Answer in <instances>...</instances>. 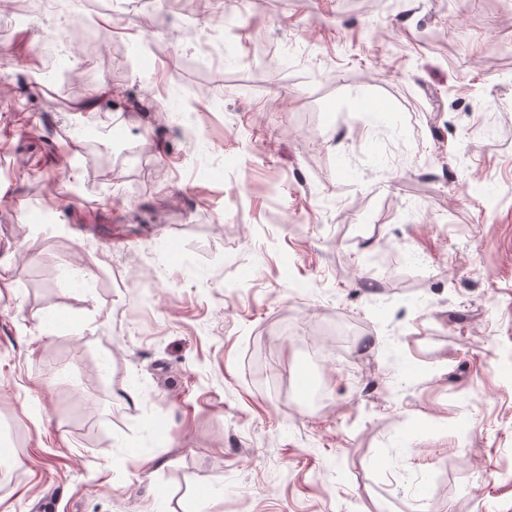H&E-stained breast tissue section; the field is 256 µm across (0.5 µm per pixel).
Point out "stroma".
Here are the masks:
<instances>
[{"label": "stroma", "mask_w": 512, "mask_h": 512, "mask_svg": "<svg viewBox=\"0 0 512 512\" xmlns=\"http://www.w3.org/2000/svg\"><path fill=\"white\" fill-rule=\"evenodd\" d=\"M92 20L0 6V512H512V0Z\"/></svg>", "instance_id": "stroma-1"}]
</instances>
